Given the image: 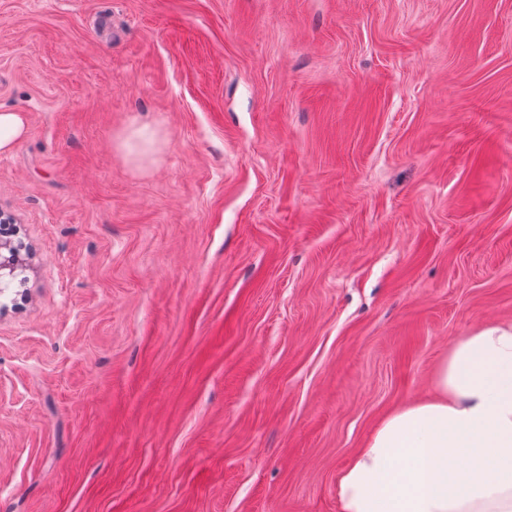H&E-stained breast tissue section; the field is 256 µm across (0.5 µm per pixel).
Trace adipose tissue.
<instances>
[{"mask_svg": "<svg viewBox=\"0 0 512 512\" xmlns=\"http://www.w3.org/2000/svg\"><path fill=\"white\" fill-rule=\"evenodd\" d=\"M338 512H512V322L458 337L426 398L379 423L336 477Z\"/></svg>", "mask_w": 512, "mask_h": 512, "instance_id": "ef3b65f1", "label": "adipose tissue"}]
</instances>
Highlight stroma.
<instances>
[{"instance_id": "stroma-1", "label": "stroma", "mask_w": 512, "mask_h": 512, "mask_svg": "<svg viewBox=\"0 0 512 512\" xmlns=\"http://www.w3.org/2000/svg\"><path fill=\"white\" fill-rule=\"evenodd\" d=\"M0 512H338L512 321V0H0ZM28 132L24 112L0 109V154L10 153ZM20 256L13 242L0 233V296L5 290V284L15 278L20 267Z\"/></svg>"}]
</instances>
